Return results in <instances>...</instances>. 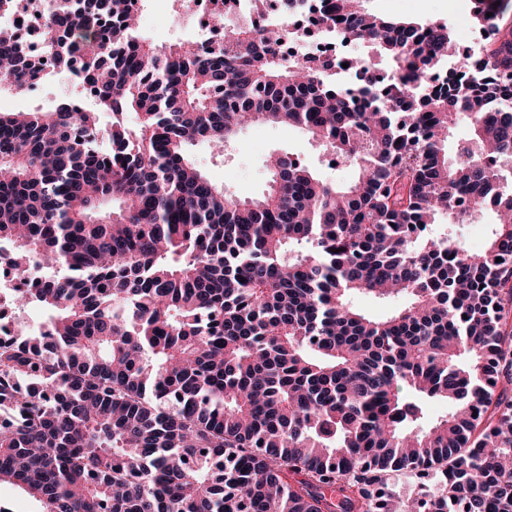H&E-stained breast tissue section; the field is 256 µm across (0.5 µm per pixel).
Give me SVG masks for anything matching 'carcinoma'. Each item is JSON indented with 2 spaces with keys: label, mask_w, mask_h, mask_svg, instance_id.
<instances>
[{
  "label": "carcinoma",
  "mask_w": 512,
  "mask_h": 512,
  "mask_svg": "<svg viewBox=\"0 0 512 512\" xmlns=\"http://www.w3.org/2000/svg\"><path fill=\"white\" fill-rule=\"evenodd\" d=\"M511 1L438 87L447 25L286 0L390 57L383 88L366 58L348 84L287 60L280 28L202 52L140 38L130 0H39L43 52L94 108L0 112V244L45 274L12 308L49 312L0 339V483L39 512H512ZM39 71L0 28V82L24 93ZM104 113L105 148L81 135ZM461 121L477 158H448ZM259 123L357 180L273 153L245 199L197 167L194 146ZM490 202L479 252L432 229ZM356 293L407 303L376 318ZM430 471L423 498L390 488Z\"/></svg>",
  "instance_id": "1"
}]
</instances>
